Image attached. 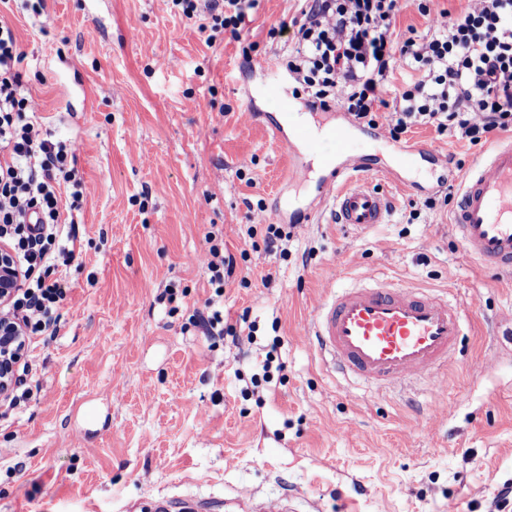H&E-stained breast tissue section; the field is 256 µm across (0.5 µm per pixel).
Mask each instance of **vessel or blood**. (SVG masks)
Masks as SVG:
<instances>
[{
    "instance_id": "obj_1",
    "label": "vessel or blood",
    "mask_w": 512,
    "mask_h": 512,
    "mask_svg": "<svg viewBox=\"0 0 512 512\" xmlns=\"http://www.w3.org/2000/svg\"><path fill=\"white\" fill-rule=\"evenodd\" d=\"M332 136L335 152L323 153L308 130L296 133L307 153L330 172L315 203H333L337 223L367 233L384 223L388 213L386 196L361 178L376 166L355 145L348 125H336ZM397 154L400 168L406 170L425 157L441 164L448 161L444 151L430 146L401 147ZM456 183L459 202L453 227L467 252L512 272V137L498 139L480 161L458 171ZM465 317L463 304L447 295L368 276L325 296L303 340L342 375L393 384L425 374L436 390L441 372L455 356Z\"/></svg>"
}]
</instances>
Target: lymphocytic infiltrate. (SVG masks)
Segmentation results:
<instances>
[{
	"mask_svg": "<svg viewBox=\"0 0 512 512\" xmlns=\"http://www.w3.org/2000/svg\"><path fill=\"white\" fill-rule=\"evenodd\" d=\"M186 18L207 13L211 25L199 34L224 30L238 37L247 0H172ZM434 0H417L428 17V34L395 35L401 0H306L292 19L296 48L286 67L307 89L313 104L338 107L356 122L383 130L396 142L416 126L438 135L484 146L491 134L512 132V0H469L466 13L449 19L434 11ZM21 59L10 27L0 25V238L7 239L21 271L22 287L9 305L26 336L56 328L65 286L52 274L58 259L74 256L76 235L62 223V207L77 208L82 183L70 162L76 146L54 140L38 121V104L22 92ZM409 71L401 90L395 73ZM71 188L62 198L61 185ZM245 234L261 238L266 251L287 254L299 227L276 224L264 206L251 210ZM247 251L226 253L212 245L203 262L210 285L223 293ZM191 323L231 343H254L257 324L249 313L235 322L221 311H194Z\"/></svg>",
	"mask_w": 512,
	"mask_h": 512,
	"instance_id": "lymphocytic-infiltrate-1",
	"label": "lymphocytic infiltrate"
}]
</instances>
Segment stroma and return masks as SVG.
Masks as SVG:
<instances>
[{"label": "stroma", "mask_w": 512, "mask_h": 512, "mask_svg": "<svg viewBox=\"0 0 512 512\" xmlns=\"http://www.w3.org/2000/svg\"><path fill=\"white\" fill-rule=\"evenodd\" d=\"M169 0H6L19 68L54 139L77 143L83 200L56 334L25 360L34 390L0 405V512H143L161 497L274 501L297 512H512V277L471 260L450 226L434 167L400 171L407 192L370 176L390 202L367 235L310 213L321 176L290 168L274 131L293 133L270 75L287 79L299 0H253L240 40L206 44ZM260 113V121L249 113ZM279 223L311 219L287 255L250 251L251 287L209 284L201 258L214 232L243 246L247 201ZM416 219H409V212ZM311 262H304V255ZM374 273L445 289L469 324L439 392L408 398L335 376L302 339L327 289ZM271 276L263 287L262 276ZM175 287L176 305L158 302ZM214 300L232 321L249 311L255 344L190 327ZM278 370L253 382L257 354Z\"/></svg>", "instance_id": "1"}]
</instances>
